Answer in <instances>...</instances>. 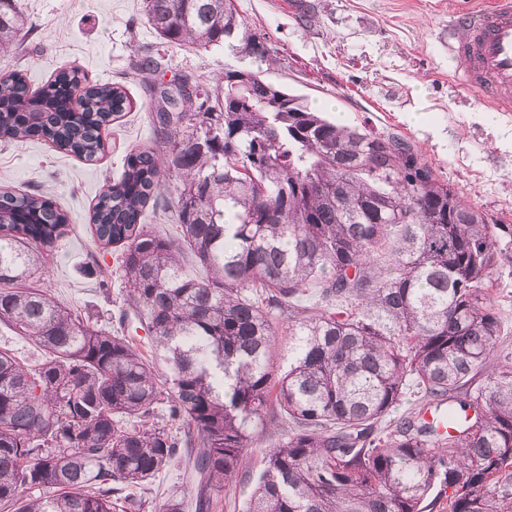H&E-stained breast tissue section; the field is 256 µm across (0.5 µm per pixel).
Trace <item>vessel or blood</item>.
Masks as SVG:
<instances>
[{
    "mask_svg": "<svg viewBox=\"0 0 512 512\" xmlns=\"http://www.w3.org/2000/svg\"><path fill=\"white\" fill-rule=\"evenodd\" d=\"M448 33L460 83L494 111L512 112V0L453 12Z\"/></svg>",
    "mask_w": 512,
    "mask_h": 512,
    "instance_id": "obj_1",
    "label": "vessel or blood"
}]
</instances>
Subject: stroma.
I'll list each match as a JSON object with an SVG mask.
<instances>
[{
    "instance_id": "1",
    "label": "stroma",
    "mask_w": 512,
    "mask_h": 512,
    "mask_svg": "<svg viewBox=\"0 0 512 512\" xmlns=\"http://www.w3.org/2000/svg\"><path fill=\"white\" fill-rule=\"evenodd\" d=\"M30 30L0 55V75L19 71L32 88L59 67L79 66L90 81L122 85L132 108L113 122L102 158L88 162L42 141L0 142V184L50 198L69 216V231L31 279L90 321L135 337L153 357L137 320L120 325L125 307L117 252L94 241L89 210L122 172L130 151L154 143L150 82L138 57L163 59L161 80L190 73L216 82L225 69H264L268 80L331 105L349 125L369 124L408 138L470 205L512 224V113L478 102L455 78L448 59V13L484 0H236L248 29L267 34L275 61L261 65L244 52L164 44L143 15V0H19ZM492 302L512 346V265L492 274ZM287 422L267 414L245 453L243 471L257 475L266 448L284 439ZM191 468L181 464L128 488L136 512H156L167 498H191Z\"/></svg>"
}]
</instances>
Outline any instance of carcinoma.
I'll list each match as a JSON object with an SVG mask.
<instances>
[{
    "instance_id": "carcinoma-1",
    "label": "carcinoma",
    "mask_w": 512,
    "mask_h": 512,
    "mask_svg": "<svg viewBox=\"0 0 512 512\" xmlns=\"http://www.w3.org/2000/svg\"><path fill=\"white\" fill-rule=\"evenodd\" d=\"M144 16L166 44L275 54L234 0H144ZM24 29L17 0H0L1 54ZM152 95L161 150L130 152L89 223L121 249L120 322L146 327L170 387L135 337L19 287L68 218L0 186V324L46 354L28 367L0 347V512H130L122 491L183 448L195 512H212L274 409L290 432L266 449L244 512H512V351H496L488 296L512 224L464 203L408 139L339 126L260 69L214 85L181 73ZM129 108L124 88L77 67L36 91L20 72L0 78L1 139L86 161ZM161 193L178 244L142 224ZM407 394L415 408L381 426ZM159 407L182 435L151 421Z\"/></svg>"
}]
</instances>
